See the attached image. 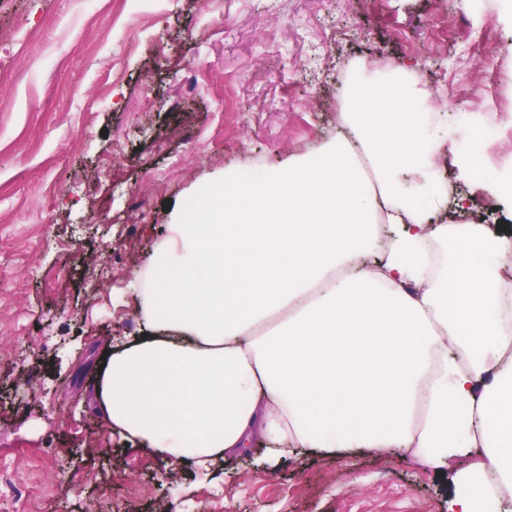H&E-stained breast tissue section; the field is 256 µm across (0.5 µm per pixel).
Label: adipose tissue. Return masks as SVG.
I'll list each match as a JSON object with an SVG mask.
<instances>
[{
	"label": "adipose tissue",
	"instance_id": "ef3b65f1",
	"mask_svg": "<svg viewBox=\"0 0 512 512\" xmlns=\"http://www.w3.org/2000/svg\"><path fill=\"white\" fill-rule=\"evenodd\" d=\"M433 108L418 64H353L334 138L176 210L139 274L143 333L95 373L110 431L177 463L400 448L439 471L481 448L448 512L512 484V234L433 223L468 210Z\"/></svg>",
	"mask_w": 512,
	"mask_h": 512
}]
</instances>
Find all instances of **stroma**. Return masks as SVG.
I'll return each instance as SVG.
<instances>
[{
  "label": "stroma",
  "instance_id": "stroma-1",
  "mask_svg": "<svg viewBox=\"0 0 512 512\" xmlns=\"http://www.w3.org/2000/svg\"><path fill=\"white\" fill-rule=\"evenodd\" d=\"M360 60L420 63L450 194L512 232V199L456 167L512 100V0H0V458L29 489L0 512H212L219 484L222 512H446L479 450L440 473L401 450L172 466L90 404L105 344L140 333L133 283L172 211L209 202L241 158L334 136Z\"/></svg>",
  "mask_w": 512,
  "mask_h": 512
}]
</instances>
